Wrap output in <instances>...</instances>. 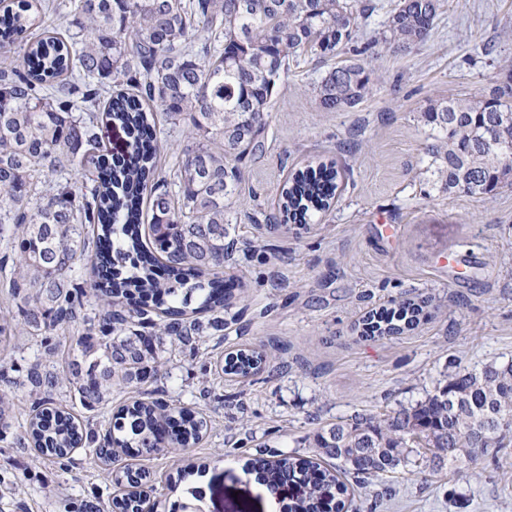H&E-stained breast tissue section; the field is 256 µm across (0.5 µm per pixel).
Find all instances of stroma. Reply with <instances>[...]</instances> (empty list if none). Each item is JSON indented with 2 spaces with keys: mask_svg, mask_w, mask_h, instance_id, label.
I'll list each match as a JSON object with an SVG mask.
<instances>
[{
  "mask_svg": "<svg viewBox=\"0 0 512 512\" xmlns=\"http://www.w3.org/2000/svg\"><path fill=\"white\" fill-rule=\"evenodd\" d=\"M351 47L291 63L271 104L262 153L248 157L227 225L223 336L186 347L164 341L154 387L200 413L208 432L178 455L102 462L77 451L63 470L13 438L0 441V512H65L68 502L112 512L109 473L151 475L157 512H172L190 486L204 512H273L247 471L258 456L311 455L314 434L339 421L386 418L444 387L459 368L512 363V187L494 196L433 191L426 134L430 101L490 93L512 64V0H445L430 38L412 51L380 49L375 85L356 108L322 110L313 86L355 61ZM335 161L344 177L336 205L306 224L251 222L254 201H274L288 173ZM407 298L429 305L418 325L362 337L360 319ZM262 351L266 367L217 373L227 352ZM34 341L0 350V389L41 357ZM348 512H512V446L492 448L466 475L434 448H416L395 472L357 485Z\"/></svg>",
  "mask_w": 512,
  "mask_h": 512,
  "instance_id": "stroma-1",
  "label": "stroma"
}]
</instances>
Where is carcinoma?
<instances>
[{
  "mask_svg": "<svg viewBox=\"0 0 512 512\" xmlns=\"http://www.w3.org/2000/svg\"><path fill=\"white\" fill-rule=\"evenodd\" d=\"M443 0H398L379 44L408 50L426 41ZM69 38H26L39 24L42 0L0 7V281L17 312L0 315V344L16 336L40 339L45 355L66 356L60 376L41 362L14 384L31 398L24 419L13 392L0 391V438L20 423V448L60 464L95 446L107 461L116 448L150 458L202 439L208 424L186 407L152 398L162 363L155 336L183 345L200 333L196 315L211 313L224 330V225L231 223L240 164L263 148L271 99L288 64L306 54L331 57L355 42L359 14L350 0H66ZM139 77L137 94H116L107 120L125 136L123 153L101 154L93 109L106 83ZM367 63L329 70L314 92L327 112L358 106L371 93ZM183 126L180 160L158 170L162 143L154 109ZM429 128L427 171L442 193L487 196L512 185V68L487 95L434 101L420 111ZM96 171L92 184L69 178ZM58 180L42 187L41 175ZM336 163L289 175L276 201L283 222L309 220L335 202ZM147 207H142L141 203ZM147 224L149 242L138 226ZM90 267V289L76 282ZM96 307L88 304L87 295ZM427 301L407 299L396 311L375 312L364 332L379 337L417 323ZM68 335L60 349L49 336ZM256 351L224 359V373L263 369ZM69 385L74 401L94 408L112 387H134L141 398L118 409L105 427L81 424L71 405L53 398ZM512 415V366L462 369L448 384L383 420L334 423L314 437L315 454L258 459L267 487H295L288 512H344L340 475L361 480L396 469L417 436L447 453L457 475L477 465L505 439L501 420ZM334 461L330 467L320 460ZM112 485L132 491L113 501L119 512H146L147 472L111 473Z\"/></svg>",
  "mask_w": 512,
  "mask_h": 512,
  "instance_id": "1",
  "label": "carcinoma"
}]
</instances>
